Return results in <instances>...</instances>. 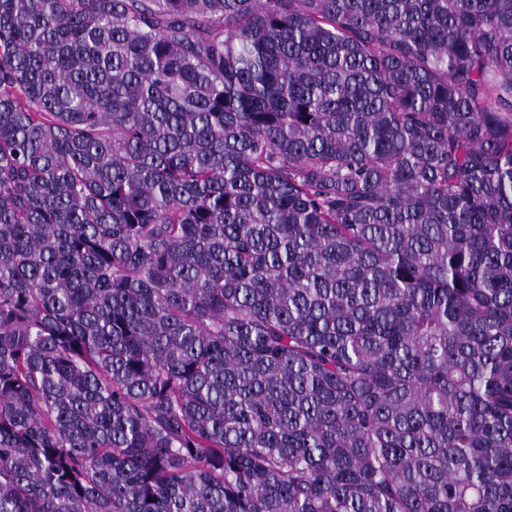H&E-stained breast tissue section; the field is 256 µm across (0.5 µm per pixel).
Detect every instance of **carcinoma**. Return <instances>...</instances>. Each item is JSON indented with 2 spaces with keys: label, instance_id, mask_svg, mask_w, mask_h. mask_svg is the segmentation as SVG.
<instances>
[{
  "label": "carcinoma",
  "instance_id": "obj_1",
  "mask_svg": "<svg viewBox=\"0 0 512 512\" xmlns=\"http://www.w3.org/2000/svg\"><path fill=\"white\" fill-rule=\"evenodd\" d=\"M0 512H512V0H0Z\"/></svg>",
  "mask_w": 512,
  "mask_h": 512
}]
</instances>
